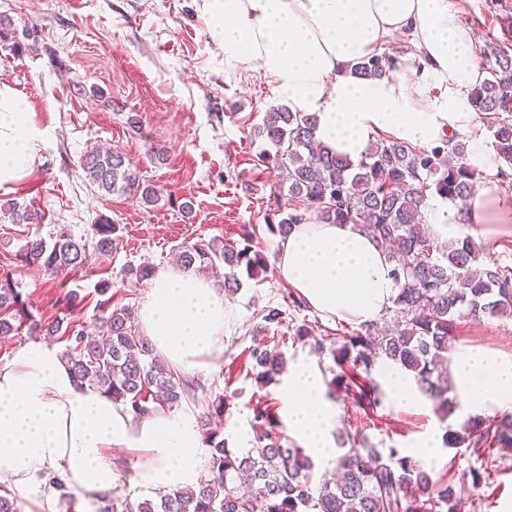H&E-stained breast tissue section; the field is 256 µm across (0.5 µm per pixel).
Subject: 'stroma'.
<instances>
[{"label":"stroma","mask_w":512,"mask_h":512,"mask_svg":"<svg viewBox=\"0 0 512 512\" xmlns=\"http://www.w3.org/2000/svg\"><path fill=\"white\" fill-rule=\"evenodd\" d=\"M506 11L512 13V0H467L462 20L485 46L503 40L498 17ZM0 18L10 21L12 32L0 42V87L15 91L40 132L30 172L0 186V204L31 202L45 213L40 224L0 219V266L8 265L36 320L45 324L71 315L92 325L105 281L112 284L115 303L139 309L151 283L130 279L129 269L173 267L181 247L236 240L245 224L255 227L258 248L273 258L277 237L266 227V214L277 174L258 162V130L281 100L259 71H225L224 49L209 31L202 0H0ZM97 144L120 149L136 163L161 200L147 208L91 184L80 160ZM185 201L191 214L179 208ZM104 220L118 227L116 250L92 256L65 279L13 258L29 238L50 241L63 231L80 236ZM65 288L82 299L71 313L58 302ZM294 294L271 265L256 278H243L227 299L224 355L196 381L199 397L228 401L220 425L229 447L253 445L252 400L263 396L275 412L283 410L277 384L259 387L250 367L262 309L284 311L282 325L270 333L285 336L287 359L306 357L324 379L333 376L331 356H317L312 339L297 338L295 329L306 323L347 332L351 326L293 307ZM456 339L512 354V319H460ZM330 397L337 432L366 436L378 448L408 455L417 439L441 427L428 403L404 410L386 395L366 416L351 393L339 389ZM488 472L480 492L469 493L464 512H512V452Z\"/></svg>","instance_id":"1"}]
</instances>
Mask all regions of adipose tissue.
<instances>
[{"instance_id":"ef3b65f1","label":"adipose tissue","mask_w":512,"mask_h":512,"mask_svg":"<svg viewBox=\"0 0 512 512\" xmlns=\"http://www.w3.org/2000/svg\"><path fill=\"white\" fill-rule=\"evenodd\" d=\"M463 0H203L210 33L224 49V69H260L294 112L318 118L316 136L358 160L382 135L429 148L469 132L476 113L469 92L485 71L477 37L460 15ZM415 52L388 76L356 73L396 34ZM36 128L22 101L0 89V184L22 178L33 160ZM489 187L466 208L431 199L434 231L452 236L489 219ZM276 269L326 318L377 322L397 286L384 250L351 224H300L278 240ZM225 295L213 280L161 270L141 306L142 330L172 368L193 375L224 353ZM448 367L460 403L474 413L512 410V355L456 344ZM279 391L283 423L326 466L336 458V407L314 362L299 357ZM142 450L139 480L152 492L196 485L203 467L201 432L188 413L137 419L98 390L77 385L60 356L40 344L0 366V480L21 496L43 495L38 475L55 473L73 493L98 498L121 480L116 449Z\"/></svg>"}]
</instances>
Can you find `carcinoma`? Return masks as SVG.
I'll use <instances>...</instances> for the list:
<instances>
[{
	"label": "carcinoma",
	"mask_w": 512,
	"mask_h": 512,
	"mask_svg": "<svg viewBox=\"0 0 512 512\" xmlns=\"http://www.w3.org/2000/svg\"><path fill=\"white\" fill-rule=\"evenodd\" d=\"M385 53L363 60L357 72L375 78L394 65ZM488 77L471 90L475 112L491 120L493 148L512 166V40L496 42L486 56ZM317 117L277 107L266 113L258 136L271 149L259 151L267 168L287 173V191L267 201V229L285 238L293 226L313 218L322 224H356L389 250L391 276L398 291L393 321L381 330L363 324L349 334L315 340L316 352H330L340 372L330 387L355 389L363 411L380 405L373 378L377 365L398 366L413 376L417 390L435 415L448 424L459 408L448 372V349L456 322L488 314L512 316V269L486 261L485 249L468 233L443 239L425 217L429 200L439 197L457 206L476 193L480 174L470 162L460 135L431 148H413L393 138L381 139L356 162L336 155L316 138ZM89 180L107 193H132L146 206L159 201L155 187L140 168L120 152L93 146L82 156ZM3 215L14 224H40L45 213L32 203L11 202ZM117 226L103 221L78 238L62 232L49 244L34 237L15 253V260L36 265L54 277H65L87 262L88 247L100 254L117 245ZM251 225L233 242L202 241L182 247L179 265L204 272L217 259L224 263V291L238 290V274L258 276L267 261L255 249ZM94 330L75 321L37 323L10 273H0V336L43 333L66 342L62 358L80 385L89 384L120 403L135 417L171 413L190 403L201 407L202 446L208 478L195 487L156 494L132 506L120 495L98 499L97 512H460L456 486L401 455L396 448L350 444L335 460L336 477L318 475L305 449L290 446L269 405L252 407L254 446L238 452L224 440L211 420L224 415V396L201 401L198 385L181 373L153 361V347L140 334L135 311L98 303ZM280 341L265 339L250 353L257 384L264 387L285 372ZM443 443L465 445L495 462L496 454L512 452V413L498 419L474 415L453 430ZM488 468H468L458 484L473 490L486 484ZM0 512H20L16 495L0 486Z\"/></svg>",
	"instance_id": "cac0c4a2"
}]
</instances>
